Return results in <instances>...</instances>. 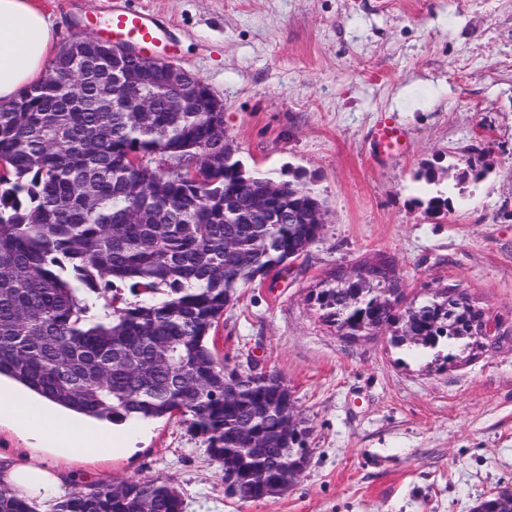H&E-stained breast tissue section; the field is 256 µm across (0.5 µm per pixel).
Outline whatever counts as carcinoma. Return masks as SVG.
I'll return each mask as SVG.
<instances>
[{
  "instance_id": "carcinoma-1",
  "label": "carcinoma",
  "mask_w": 512,
  "mask_h": 512,
  "mask_svg": "<svg viewBox=\"0 0 512 512\" xmlns=\"http://www.w3.org/2000/svg\"><path fill=\"white\" fill-rule=\"evenodd\" d=\"M112 63L85 37L77 57L56 55L44 78L8 106H0V375L85 415L129 420L178 417L207 442L211 458H234L240 475L265 470L283 479L275 388L244 382L224 399V364L208 346L214 324L234 292L282 266L311 240L310 224H226L224 195H257L263 178L229 158L207 165L197 141L224 138V113L172 112L165 89L150 85L151 126L112 109V96L88 98L112 86ZM139 154L136 168L128 155ZM191 161L203 180L165 175L156 157ZM309 184L298 174L283 195L300 200ZM419 203L448 215L450 199ZM362 264L374 276L352 283L330 274L317 301L327 321L357 336L380 320L375 300L385 290L404 294L386 254ZM120 284L163 295L115 304ZM431 320L413 346L450 363L452 348L478 353L496 344L443 327L445 300L424 303ZM250 432L261 447L248 449ZM183 512L168 480L120 486L90 482L57 501L52 512ZM0 512H37L36 503L0 480Z\"/></svg>"
}]
</instances>
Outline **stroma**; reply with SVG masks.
<instances>
[{"instance_id": "1", "label": "stroma", "mask_w": 512, "mask_h": 512, "mask_svg": "<svg viewBox=\"0 0 512 512\" xmlns=\"http://www.w3.org/2000/svg\"><path fill=\"white\" fill-rule=\"evenodd\" d=\"M172 27L171 61L224 105V134L253 171L314 181L320 234L294 271L238 289L211 330L226 367L259 360L292 390L307 469L247 500L179 420L128 422L81 480L169 479L183 512H471L512 486V0H129ZM58 45L98 35L112 0H39ZM405 148L376 152L383 119ZM486 165L458 185L467 160ZM456 205L437 220L415 175ZM391 256L408 299L454 287L501 338L439 365L387 330L350 340L315 294L336 267Z\"/></svg>"}]
</instances>
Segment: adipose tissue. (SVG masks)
I'll return each mask as SVG.
<instances>
[{
  "label": "adipose tissue",
  "instance_id": "ef3b65f1",
  "mask_svg": "<svg viewBox=\"0 0 512 512\" xmlns=\"http://www.w3.org/2000/svg\"><path fill=\"white\" fill-rule=\"evenodd\" d=\"M53 30L31 0H0V101L17 99L46 72L53 54ZM31 440L21 462L0 470L22 495L55 499L72 479L73 460L111 458V425L63 409L7 379H0V425Z\"/></svg>",
  "mask_w": 512,
  "mask_h": 512
}]
</instances>
